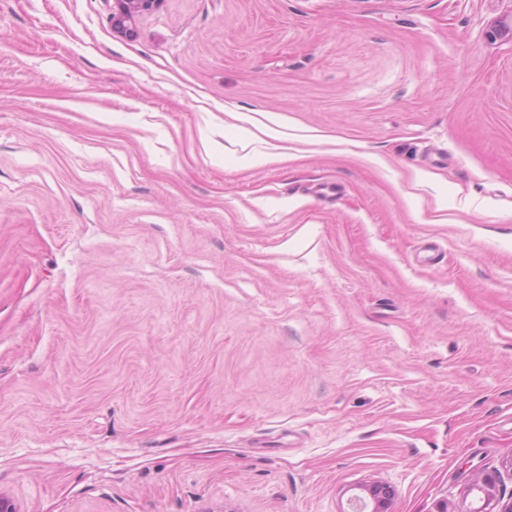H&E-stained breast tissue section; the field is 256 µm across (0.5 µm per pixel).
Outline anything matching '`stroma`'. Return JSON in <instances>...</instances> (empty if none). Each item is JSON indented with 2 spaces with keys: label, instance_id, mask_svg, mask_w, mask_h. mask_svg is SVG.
<instances>
[{
  "label": "stroma",
  "instance_id": "stroma-1",
  "mask_svg": "<svg viewBox=\"0 0 512 512\" xmlns=\"http://www.w3.org/2000/svg\"><path fill=\"white\" fill-rule=\"evenodd\" d=\"M111 15L0 0V494L512 496V0H165L131 39Z\"/></svg>",
  "mask_w": 512,
  "mask_h": 512
}]
</instances>
